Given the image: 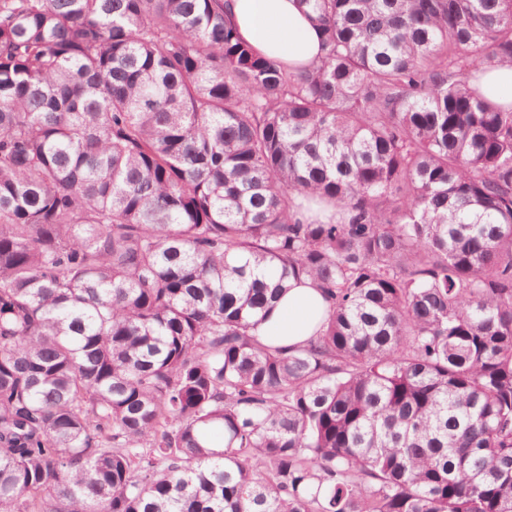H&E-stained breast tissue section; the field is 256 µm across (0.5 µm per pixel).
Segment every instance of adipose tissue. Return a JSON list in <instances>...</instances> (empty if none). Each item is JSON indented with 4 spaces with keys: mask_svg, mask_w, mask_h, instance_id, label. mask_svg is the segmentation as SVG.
I'll return each mask as SVG.
<instances>
[{
    "mask_svg": "<svg viewBox=\"0 0 512 512\" xmlns=\"http://www.w3.org/2000/svg\"><path fill=\"white\" fill-rule=\"evenodd\" d=\"M227 11L241 38L258 53L297 66L320 52V36L298 0H228ZM328 305L311 284L292 285L258 332L271 343L294 346L318 331Z\"/></svg>",
    "mask_w": 512,
    "mask_h": 512,
    "instance_id": "ef3b65f1",
    "label": "adipose tissue"
}]
</instances>
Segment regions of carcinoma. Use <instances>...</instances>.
<instances>
[{
    "mask_svg": "<svg viewBox=\"0 0 512 512\" xmlns=\"http://www.w3.org/2000/svg\"><path fill=\"white\" fill-rule=\"evenodd\" d=\"M300 2L0 0V512H512V0ZM227 11L241 38L258 53L297 66L320 53V36L298 0H227ZM484 94L493 100L512 102V68L501 67L487 73L483 79ZM305 284L290 282L270 316L258 325V333L276 345L292 347L315 336L327 316L328 304L313 288L310 281Z\"/></svg>",
    "mask_w": 512,
    "mask_h": 512,
    "instance_id": "obj_1",
    "label": "carcinoma"
}]
</instances>
